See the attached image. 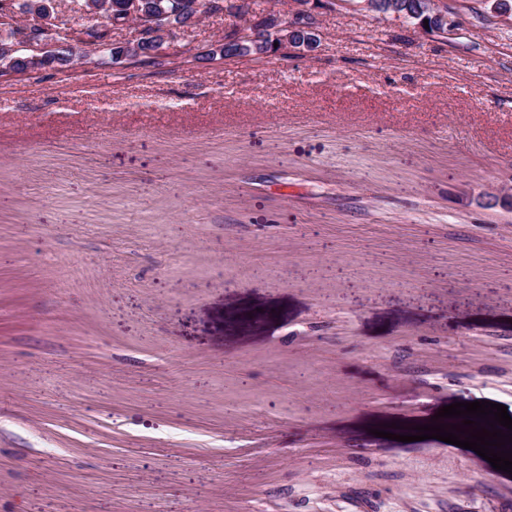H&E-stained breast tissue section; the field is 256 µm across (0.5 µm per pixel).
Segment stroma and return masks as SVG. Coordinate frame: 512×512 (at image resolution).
<instances>
[{
    "label": "stroma",
    "mask_w": 512,
    "mask_h": 512,
    "mask_svg": "<svg viewBox=\"0 0 512 512\" xmlns=\"http://www.w3.org/2000/svg\"><path fill=\"white\" fill-rule=\"evenodd\" d=\"M446 2L0 82V512H512L476 452L377 435L512 415V11ZM265 23L260 28L251 25H240L233 36L224 41V44L235 46L231 57L222 59L240 58L243 56H261L263 54L252 53V49L259 43L266 42L273 45L278 42L277 49L290 47L299 54L308 55L316 51L319 46L320 36L313 25L301 12H295L291 16L281 14L280 11H269L264 16ZM290 34H298L299 39L292 42Z\"/></svg>",
    "instance_id": "obj_1"
}]
</instances>
